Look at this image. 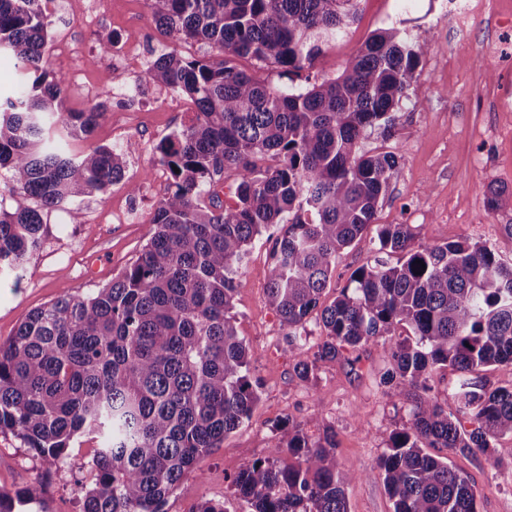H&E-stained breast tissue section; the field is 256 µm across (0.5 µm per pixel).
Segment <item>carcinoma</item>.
I'll return each mask as SVG.
<instances>
[{"instance_id":"obj_1","label":"carcinoma","mask_w":512,"mask_h":512,"mask_svg":"<svg viewBox=\"0 0 512 512\" xmlns=\"http://www.w3.org/2000/svg\"><path fill=\"white\" fill-rule=\"evenodd\" d=\"M42 0H0V51L33 76L0 102V169L16 207H0V279L20 277L42 241L41 210L123 181L130 148L85 138L108 116L106 103L64 108L63 81L49 77ZM151 21L172 47L149 61L146 78L186 96L192 123L157 146L176 167L137 258L86 297H63L21 322L0 343V434L10 433L56 474L75 438L100 440L82 484V512H164L187 474L249 420L260 399L252 353L232 315L236 281L255 239L281 227L272 247L266 300L290 328L302 327L336 271V254L375 220L398 175L400 149H361L375 128L390 138L430 47L382 28L333 77L276 89L238 68L249 57L299 73L357 19L358 0H148ZM203 41L206 61L187 60L180 41ZM239 181L234 204L217 208L212 186L225 168ZM35 199L38 207L27 201ZM374 264L361 266L320 313L324 339L295 371L382 342L387 394L411 403L377 469L392 512H478L467 475L429 448H492L512 436V388L487 389L483 368H512V260L480 241L414 246L407 224L377 230ZM399 255L392 265L385 256ZM423 261L426 269L416 260ZM406 327L412 336H396ZM452 368L455 411L430 395L432 372ZM288 442L232 480L251 512H349L336 465V433L317 438L286 422ZM288 448L293 461L278 455ZM45 487L0 491V512H47Z\"/></svg>"}]
</instances>
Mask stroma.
<instances>
[{
	"label": "stroma",
	"mask_w": 512,
	"mask_h": 512,
	"mask_svg": "<svg viewBox=\"0 0 512 512\" xmlns=\"http://www.w3.org/2000/svg\"><path fill=\"white\" fill-rule=\"evenodd\" d=\"M96 3L53 0L44 10L50 35L45 56L66 85L64 107L86 111L102 99L104 86L120 83L142 86L143 104L134 112L109 113L88 139L71 140L68 149L77 155L91 146L121 147L130 141L135 149L126 157L121 183L43 210L40 248L30 254L19 280L0 282V343L14 336L32 310L64 296L91 294L136 259L172 183L156 146L193 119L192 113L152 105L162 88L146 80L145 65L170 41L152 24L147 0H112L104 11ZM444 3L419 0L411 13L409 29L429 38L431 48L414 73L408 102L394 114L391 141L401 150L400 170L378 204L375 226L340 251L321 305L332 303L352 271L373 262L381 224L410 225L416 243L425 246L469 238L512 257V239L501 231L512 224V207L491 212L485 202L488 186L512 190V110L500 108L501 96L512 93V0H493L457 25L448 24ZM401 17L399 0H360L357 21L344 37L324 46L311 74L342 70L372 33ZM110 42L138 43V61L114 69L111 57L100 53ZM489 46L494 52L488 56ZM125 210L142 214V223H117L115 213ZM271 247L263 239L252 246L232 309L236 331L252 349L251 374L261 385L260 400L249 421L182 480L165 510L197 512L211 500L223 503L226 512H249L232 479L247 464L268 457L288 435L281 422L291 420L307 424L314 435L335 428L337 466L354 476L346 488L350 512H392L376 466L390 433L407 425L410 406L394 403L380 386L387 357L377 343L360 350L356 366L327 361L314 378L297 376L296 353L316 351L322 329L314 314L303 327L288 328L268 305ZM96 446L89 438L76 439L68 450L66 476L48 480L42 461L11 434H0V490L12 493L42 479L48 512H80L79 481ZM436 454L470 477L479 512H512V437L496 441L491 465L478 452L440 448Z\"/></svg>",
	"instance_id": "obj_1"
}]
</instances>
